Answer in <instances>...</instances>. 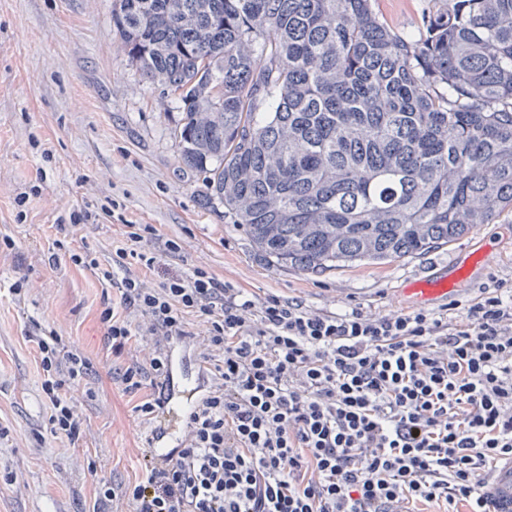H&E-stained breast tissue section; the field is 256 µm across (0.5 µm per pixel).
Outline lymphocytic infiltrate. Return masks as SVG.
<instances>
[{"label": "lymphocytic infiltrate", "instance_id": "lymphocytic-infiltrate-1", "mask_svg": "<svg viewBox=\"0 0 512 512\" xmlns=\"http://www.w3.org/2000/svg\"><path fill=\"white\" fill-rule=\"evenodd\" d=\"M92 212L58 224L49 262L75 266L115 289L101 313L113 351L148 337V363L116 371L136 410L154 423L168 372L167 348L200 329L209 390L187 423L184 447L165 464L143 452L134 485H98L101 502L133 512H512L491 490L512 463V289L489 278L461 317L447 309L374 316L354 308L315 312L276 297L257 299L206 269L148 286V271L178 253L144 246L130 225L104 265L64 235L96 221ZM42 390L54 434L76 439L80 422L66 381L88 360L52 328L33 324Z\"/></svg>", "mask_w": 512, "mask_h": 512}]
</instances>
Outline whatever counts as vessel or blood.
Listing matches in <instances>:
<instances>
[{"mask_svg":"<svg viewBox=\"0 0 512 512\" xmlns=\"http://www.w3.org/2000/svg\"><path fill=\"white\" fill-rule=\"evenodd\" d=\"M499 252V242L483 240L463 262L449 267L448 271L409 282L402 293L409 302L420 306L447 301L475 270L488 268ZM185 362L180 345L170 344L169 374L163 387L164 415L148 441L150 447L158 449L163 455L168 454L170 449L183 447L186 434L184 424L205 388L203 372H196L191 378L184 377Z\"/></svg>","mask_w":512,"mask_h":512,"instance_id":"obj_1","label":"vessel or blood"}]
</instances>
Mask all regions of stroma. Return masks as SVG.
Here are the masks:
<instances>
[{"label": "stroma", "mask_w": 512, "mask_h": 512, "mask_svg": "<svg viewBox=\"0 0 512 512\" xmlns=\"http://www.w3.org/2000/svg\"><path fill=\"white\" fill-rule=\"evenodd\" d=\"M428 0H376L395 30L416 32ZM172 100L126 60L112 34V0H0V512H102L99 478L132 484L143 476L140 453L150 429L135 411L139 395L112 377L128 355L147 349L136 338L115 354L100 320L105 290L68 260L49 264L55 226L71 212L113 209L81 226L73 246L101 263L125 223L149 224L177 240L151 283L202 267L258 299L297 301L314 311L352 307L387 316L409 313L401 288L428 271L460 261L483 236L505 251L454 298L467 305L489 277L512 286V214L482 224L448 246L383 265L323 273L279 267L259 254L222 205L199 200V183L180 161L171 129ZM23 282L26 293L12 286ZM50 326L92 370L64 391L78 405L80 435L51 432L41 390L40 357L26 339L31 322Z\"/></svg>", "instance_id": "35a3bbf8"}]
</instances>
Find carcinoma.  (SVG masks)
Masks as SVG:
<instances>
[{
	"label": "carcinoma",
	"instance_id": "carcinoma-1",
	"mask_svg": "<svg viewBox=\"0 0 512 512\" xmlns=\"http://www.w3.org/2000/svg\"><path fill=\"white\" fill-rule=\"evenodd\" d=\"M112 0L201 196L279 266L425 254L512 213V0ZM428 0H377L375 9L395 30L416 33Z\"/></svg>",
	"mask_w": 512,
	"mask_h": 512
}]
</instances>
